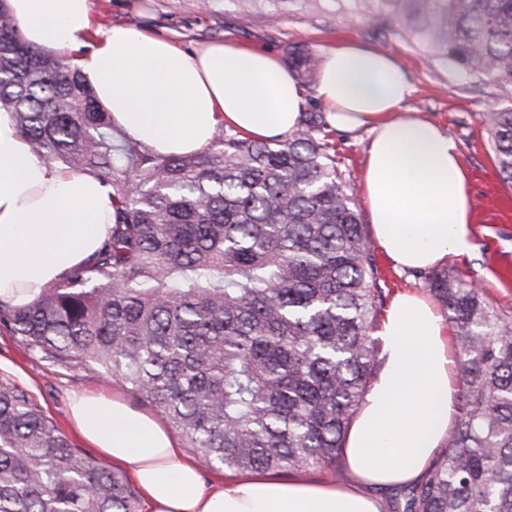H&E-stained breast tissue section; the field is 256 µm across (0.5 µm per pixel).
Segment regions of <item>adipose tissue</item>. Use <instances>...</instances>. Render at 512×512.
I'll use <instances>...</instances> for the list:
<instances>
[{
    "label": "adipose tissue",
    "mask_w": 512,
    "mask_h": 512,
    "mask_svg": "<svg viewBox=\"0 0 512 512\" xmlns=\"http://www.w3.org/2000/svg\"><path fill=\"white\" fill-rule=\"evenodd\" d=\"M23 40L64 50L131 140L163 154L205 150L219 127L264 140L295 131L305 93L268 50L213 43L185 50L136 27H100L91 0H8ZM316 94L330 127L366 129L364 204L395 269L425 271L471 255L473 198L459 141L405 111L412 87L389 55L328 47ZM112 198L96 177L34 156L0 116V300L29 304L100 247ZM452 331L430 295L397 293L378 330L383 363L343 440L347 484L259 472L206 485L174 435L125 401L80 393L81 437L137 485L147 512H380L374 489L420 481L457 422Z\"/></svg>",
    "instance_id": "ef3b65f1"
}]
</instances>
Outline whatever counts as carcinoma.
Returning a JSON list of instances; mask_svg holds the SVG:
<instances>
[{"label": "carcinoma", "instance_id": "1", "mask_svg": "<svg viewBox=\"0 0 512 512\" xmlns=\"http://www.w3.org/2000/svg\"><path fill=\"white\" fill-rule=\"evenodd\" d=\"M380 33L413 40L509 105L488 115L512 187V0H353ZM299 75L317 61L294 52ZM31 151L112 189L101 247L0 327L34 357L92 363L159 409L205 466H331L378 365L390 289L318 112L284 138L229 129L202 153L112 140V116L65 51L22 41L0 0V114ZM456 347V426L387 512H512V316L446 268L423 273ZM0 512H139L137 488L75 448L0 380Z\"/></svg>", "mask_w": 512, "mask_h": 512}]
</instances>
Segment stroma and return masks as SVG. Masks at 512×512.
Segmentation results:
<instances>
[{
  "label": "stroma",
  "mask_w": 512,
  "mask_h": 512,
  "mask_svg": "<svg viewBox=\"0 0 512 512\" xmlns=\"http://www.w3.org/2000/svg\"><path fill=\"white\" fill-rule=\"evenodd\" d=\"M102 27L123 22L149 34L178 39L185 48L221 40L243 48L266 49L288 58L291 49H307L322 57L333 43L348 40L390 54L409 77L414 92L405 109L421 112L446 125L459 140L466 168L490 164L492 150L481 129V116L506 106L491 79L476 80L456 65L424 54L408 38L374 33L361 16L343 23L336 0H320L307 11L303 0H290L278 22H269L265 8L244 10L238 0H91ZM330 139L349 174L355 199H362L361 171L369 142L366 133L331 130ZM475 255L451 258L448 268L463 281L479 285L496 308L512 309V290L502 288L493 274L494 257L512 260V226L474 225ZM0 378L25 389L66 438L78 448L84 440L72 428L68 401L77 391L117 395L135 410L153 418L161 413L143 406L120 384H106L92 366H61L34 358L0 329Z\"/></svg>",
  "instance_id": "1"
}]
</instances>
